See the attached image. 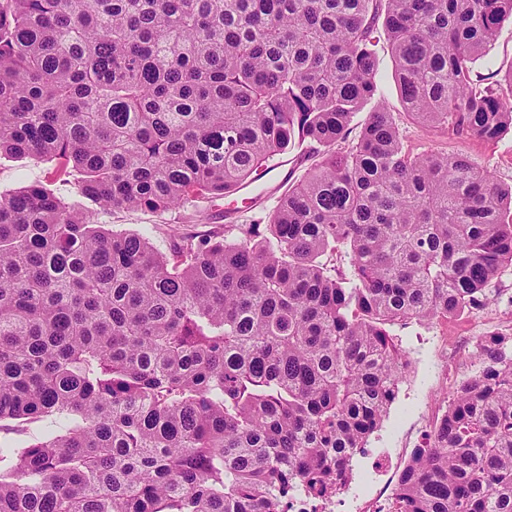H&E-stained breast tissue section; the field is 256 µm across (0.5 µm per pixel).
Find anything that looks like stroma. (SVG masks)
Wrapping results in <instances>:
<instances>
[{
  "mask_svg": "<svg viewBox=\"0 0 512 512\" xmlns=\"http://www.w3.org/2000/svg\"><path fill=\"white\" fill-rule=\"evenodd\" d=\"M375 52L381 100L386 111L393 113L406 150L414 154H463L491 171L498 184L512 185V131L487 142L419 126L404 112L387 41H379ZM474 71L499 78L512 71L511 20L503 24L489 52L475 62ZM302 153V148L295 147L280 155L277 177L262 183L259 189L260 195L267 198L263 205L244 204L242 195L235 194L198 199L162 214L145 209L100 210L95 219L110 231L146 236L161 251L166 250L168 235L174 231L204 235L231 220L264 225L275 202L304 176L306 167L297 161ZM31 184L44 187L66 203L78 207L85 204L77 192L75 175L61 172L55 161L0 156V192ZM393 332L409 356L410 368L380 428L369 436L364 450L353 460L352 481L364 495L376 489L365 478L374 459L388 451L399 461H407L413 448L425 441L428 418L446 405L462 379L475 374L477 337L489 332L512 336V266L493 281L486 302L477 310L448 320L410 322L394 327Z\"/></svg>",
  "mask_w": 512,
  "mask_h": 512,
  "instance_id": "35a3bbf8",
  "label": "stroma"
}]
</instances>
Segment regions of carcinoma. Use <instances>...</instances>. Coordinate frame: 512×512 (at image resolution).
I'll return each mask as SVG.
<instances>
[{"label": "carcinoma", "mask_w": 512, "mask_h": 512, "mask_svg": "<svg viewBox=\"0 0 512 512\" xmlns=\"http://www.w3.org/2000/svg\"><path fill=\"white\" fill-rule=\"evenodd\" d=\"M512 0H0V154L79 173L101 209L221 197L295 144L322 160L265 229L109 235L38 185L0 193V512H277L339 491L409 368L392 328L480 307L512 266V186L412 154L376 107L512 130L474 73ZM343 252L347 265L336 264ZM399 512H512V336L476 344ZM0 425L2 448H21L44 435V425L41 422L2 421Z\"/></svg>", "instance_id": "cac0c4a2"}]
</instances>
